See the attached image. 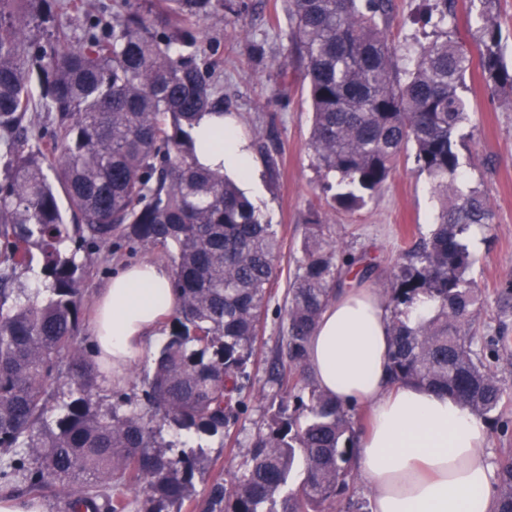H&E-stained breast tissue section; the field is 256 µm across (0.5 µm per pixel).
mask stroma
<instances>
[{
	"instance_id": "obj_1",
	"label": "stroma",
	"mask_w": 512,
	"mask_h": 512,
	"mask_svg": "<svg viewBox=\"0 0 512 512\" xmlns=\"http://www.w3.org/2000/svg\"><path fill=\"white\" fill-rule=\"evenodd\" d=\"M244 2L241 14L227 11L203 22L200 40L206 43L215 37L220 41L224 111L236 116L248 135L255 162L254 177L242 191L277 225L282 249L272 297L255 342L250 389L225 438L208 444V467L193 478L200 496L215 479L232 481L255 435L283 395L270 370L283 355L281 312L289 279L302 257L309 217L318 216L320 223L331 225L339 249L369 265L362 287L383 294L392 286L403 253L428 236L438 214L432 181L418 171L410 145L403 148L393 176L379 195L353 212L332 210L308 149L312 108L303 64L288 36L285 0ZM424 6V0H392L387 30L396 65H403L423 37L416 18ZM480 9L479 0H456L453 27L454 36L465 44L472 59L465 91L471 121L463 129L461 169L466 186L481 189L494 213L490 231L470 246L475 262L468 275L483 299L475 321L479 335L494 336L503 330L512 337V313L504 316L498 309L501 291L512 286V100L487 89L477 63ZM491 366L508 394L499 425L489 430L490 458L495 461L501 449L512 448V345L500 350Z\"/></svg>"
}]
</instances>
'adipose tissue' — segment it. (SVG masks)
<instances>
[{
	"instance_id": "ef3b65f1",
	"label": "adipose tissue",
	"mask_w": 512,
	"mask_h": 512,
	"mask_svg": "<svg viewBox=\"0 0 512 512\" xmlns=\"http://www.w3.org/2000/svg\"><path fill=\"white\" fill-rule=\"evenodd\" d=\"M195 137L200 164L250 179L249 142L231 117L204 116ZM174 309L171 273L161 263L126 268L101 290L92 331L113 386H124L129 367ZM308 352L322 391L370 410L355 467L373 491L372 512H493L486 423L452 395L390 382V312L379 292L339 290Z\"/></svg>"
}]
</instances>
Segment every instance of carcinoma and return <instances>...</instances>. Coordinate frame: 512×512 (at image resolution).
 Masks as SVG:
<instances>
[{"label":"carcinoma","mask_w":512,"mask_h":512,"mask_svg":"<svg viewBox=\"0 0 512 512\" xmlns=\"http://www.w3.org/2000/svg\"><path fill=\"white\" fill-rule=\"evenodd\" d=\"M436 38L399 70L383 24L389 0H288L292 41L305 62L314 111L308 146L335 207L354 211L386 186L408 144L436 180L441 209L430 235L406 251L388 300L390 380L461 399L488 422L505 388L489 359L506 346L477 335L480 291L467 277V237L494 214L462 190L460 129L469 55L452 35L448 0H432ZM226 0H0V486L37 497L49 485L69 512H369L347 496L357 451L353 409L314 383L308 341L343 267L328 225H308L288 285L277 378L302 413L280 406L230 485L193 500L204 448L165 442L162 430L222 437L244 403L281 241L238 186L197 160L194 128L224 114L219 40L200 24ZM62 18L78 22L72 29ZM476 41L487 88L512 90L492 16ZM41 87L33 103L32 81ZM160 246L177 306L143 393L103 408L98 370L80 339L93 255L113 240ZM39 258L43 286L24 275ZM426 298L432 314L410 321ZM300 484L289 487L297 464ZM132 487L130 500L112 482ZM497 512H512V450L499 457Z\"/></svg>","instance_id":"carcinoma-1"}]
</instances>
